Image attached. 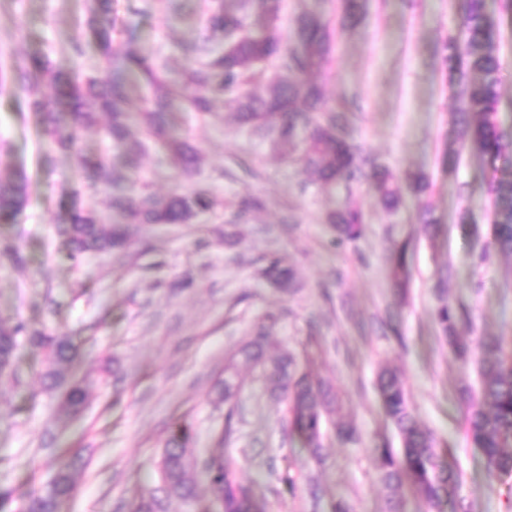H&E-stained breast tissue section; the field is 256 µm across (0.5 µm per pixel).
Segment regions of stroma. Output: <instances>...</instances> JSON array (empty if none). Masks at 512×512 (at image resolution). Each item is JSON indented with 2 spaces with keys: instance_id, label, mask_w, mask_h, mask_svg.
Segmentation results:
<instances>
[{
  "instance_id": "1",
  "label": "stroma",
  "mask_w": 512,
  "mask_h": 512,
  "mask_svg": "<svg viewBox=\"0 0 512 512\" xmlns=\"http://www.w3.org/2000/svg\"><path fill=\"white\" fill-rule=\"evenodd\" d=\"M92 0H0V67L39 60L54 71L106 81L100 49L88 35ZM213 0H109L107 20L133 25L138 51L162 63L171 82L204 62L205 17ZM139 15H132V8ZM468 0H368L362 21L335 41L318 76L330 102H352L348 132L361 157L395 178L421 177L395 212L372 181L328 189L253 135L227 108L202 117L179 111L177 134L199 153L192 172L150 148L129 177L158 195L203 187L213 211L187 224H135L122 250L66 258L60 225L75 211L113 223L104 187H90L83 160L111 154L105 116L80 131L77 152L53 150L23 91L0 87V180L23 173L28 200L17 223L0 224V248L20 263L0 266V323L23 325L11 373L0 376V488L9 512L44 490L60 463H73L74 493L59 512H131L159 485L157 461L168 436L190 432L201 458L222 457L264 512H387L390 494L374 450L400 439L378 396V373L397 369L409 404L462 475L470 512H512V486L489 474L464 425L461 383L477 381L484 342L512 351V255L481 252L492 236L491 169L461 148L460 101L442 41L458 32ZM498 23L502 62L499 121L512 128V16L485 0ZM116 169L124 168L120 155ZM125 169V168H124ZM364 212L363 236L339 241L327 222L343 205ZM432 219L437 230L420 226ZM409 241L411 278L393 287L388 248ZM296 274L283 290L262 275L271 260ZM466 310L470 353L459 360L437 320L442 304ZM269 355L311 364L338 395L312 457L288 426L287 404L271 396L261 369L243 368L236 400L216 389L227 360L259 329ZM70 337L74 367L87 381L75 417L45 390V351L29 334ZM354 423L353 442L336 436Z\"/></svg>"
}]
</instances>
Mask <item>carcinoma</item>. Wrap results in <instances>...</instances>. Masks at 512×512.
Wrapping results in <instances>:
<instances>
[{
    "label": "carcinoma",
    "instance_id": "obj_1",
    "mask_svg": "<svg viewBox=\"0 0 512 512\" xmlns=\"http://www.w3.org/2000/svg\"><path fill=\"white\" fill-rule=\"evenodd\" d=\"M366 0H344L336 22L319 15L301 13L294 19L292 36L279 31L284 0H217L209 17L212 36H221L224 50L198 66L185 69V84L194 92L188 95L168 91L165 74L130 43H116L112 27L91 26V34L102 48L101 62L112 78L102 84L84 81L76 75L52 71L40 63L18 65L12 82L31 97L35 113L44 119L41 134L64 151L76 148L81 127L95 121L96 112L108 115L102 132L111 146L123 152L128 165H136L139 155L149 145L167 149L173 162L189 172L197 163L195 151L178 140L169 127L173 110L171 95L181 98V106L202 116L233 93L234 109L240 122L259 136H273L279 142L297 148V160L325 185L350 189L352 182L371 177L376 183L385 209L394 210L402 201L401 184L385 169L371 161L359 160L354 145L344 134L345 110L330 106L321 85L311 73L321 68L332 53L334 34L357 24ZM497 26L485 10V0H469L462 21V31L448 34L442 43L445 62L454 65L459 55L465 66L458 71L462 108L457 113L460 136L493 166L494 175L488 191L494 206L491 246L512 254V134L499 122L500 60L494 48ZM279 63L282 74L271 82L264 94L249 89L255 78L254 65ZM55 86V95L44 97L40 88L45 81ZM139 98L143 110L129 111L133 98ZM141 129V139H128L133 124ZM97 180L111 191L112 211L131 224H187L201 213L215 208L217 201L204 189L188 194L160 198L146 193L138 181L112 169L110 158L100 156L91 163ZM27 199V185L22 177L0 181V223L13 224ZM341 240L354 241L362 236L365 219L355 207L342 208L329 216ZM66 257L75 261L85 252H106L124 247L127 234L122 224H100L91 214L76 212L63 229ZM409 241L391 246L394 286L406 287L410 278L407 263ZM265 275L282 288L291 277L273 260ZM437 319L448 342L461 356L469 347L458 340V328L467 315L444 305ZM20 327L0 326V373L12 365ZM31 346L48 352L50 367L44 374L46 387H64L60 408L75 416L83 408L85 392L80 382H66L63 370L78 356L79 347L65 336L36 333L28 338ZM266 336L260 334L241 350L244 362L260 365L266 372L272 393L288 402V426L316 454L322 448V424L333 397L330 389L309 372L297 373L287 356L268 360L264 349ZM480 399L472 402L465 414L467 432L482 450L489 473L512 477V355H505L496 343L481 346ZM378 394L387 416L399 432L400 451L386 446L376 449L382 480L396 492L407 488L417 494L431 512H441L448 500L457 497L460 476L448 461V454L438 450L432 434L423 428L407 404L405 384L395 370L385 369L378 377ZM239 388L233 365L225 368L220 395L231 400ZM188 434L180 429L168 439L160 459L162 490L167 497L185 503L196 499L198 479H203L212 496L223 501V512H259L248 491L237 484L224 461L198 467L193 449L187 447ZM74 491L69 466L61 465L39 494L28 500L24 512H57L59 502ZM134 512H166L165 501L152 493L142 495Z\"/></svg>",
    "mask_w": 512,
    "mask_h": 512
}]
</instances>
